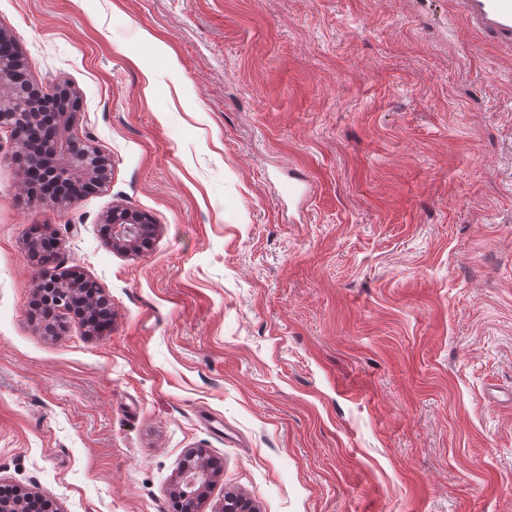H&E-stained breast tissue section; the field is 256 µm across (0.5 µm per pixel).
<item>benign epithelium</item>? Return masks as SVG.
<instances>
[{
    "label": "benign epithelium",
    "instance_id": "7a95c632",
    "mask_svg": "<svg viewBox=\"0 0 512 512\" xmlns=\"http://www.w3.org/2000/svg\"><path fill=\"white\" fill-rule=\"evenodd\" d=\"M25 58L0 54V129L10 131L30 164V181L38 185L35 197L41 201H73V196H53L54 188L73 182L104 186L110 182L112 160L100 153L88 141L72 134L78 123L81 103L75 92L57 88L44 92L33 88L25 72ZM110 226L112 249L140 254L147 249L157 231V224L148 214L115 205L104 217ZM85 277L68 276L58 272V258L52 252L41 255L38 289L51 288L59 296L58 303L66 311L84 308L88 312L111 309L110 300L102 288L86 295L81 283ZM188 470L181 471L173 486L178 494L184 484L198 488L200 495L210 484L212 475L207 470L194 472L192 482H187ZM224 512H259L242 495L230 494L224 498Z\"/></svg>",
    "mask_w": 512,
    "mask_h": 512
}]
</instances>
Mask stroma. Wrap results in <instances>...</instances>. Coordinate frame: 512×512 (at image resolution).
Listing matches in <instances>:
<instances>
[{
  "mask_svg": "<svg viewBox=\"0 0 512 512\" xmlns=\"http://www.w3.org/2000/svg\"><path fill=\"white\" fill-rule=\"evenodd\" d=\"M112 159L31 204L0 130V484L174 512H512V49L455 0H0ZM307 189L289 197L284 185ZM158 229L113 251V205ZM106 332L31 306L33 228ZM194 473V479L192 482L187 481L188 473ZM212 475L207 470H197V471H188L187 469L182 470L178 478L176 479L173 486V496L179 493L182 490L184 484H188L189 486H195L198 488V493L200 494L199 501L202 500L205 492L210 484Z\"/></svg>",
  "mask_w": 512,
  "mask_h": 512,
  "instance_id": "1",
  "label": "stroma"
}]
</instances>
